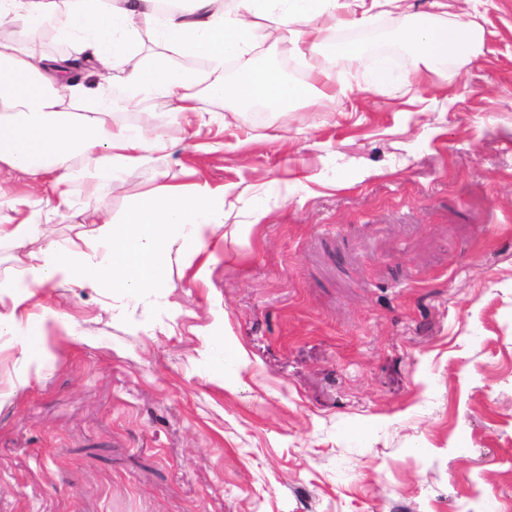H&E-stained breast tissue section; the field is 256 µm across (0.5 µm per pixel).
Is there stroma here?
Listing matches in <instances>:
<instances>
[{"mask_svg":"<svg viewBox=\"0 0 512 512\" xmlns=\"http://www.w3.org/2000/svg\"><path fill=\"white\" fill-rule=\"evenodd\" d=\"M484 10L443 78L388 49L364 91L326 52L316 111L196 136L163 98L113 111L174 143L113 218L159 171L225 188L224 224L167 287L46 289L78 337L42 369L0 337V512H512V0Z\"/></svg>","mask_w":512,"mask_h":512,"instance_id":"1","label":"stroma"}]
</instances>
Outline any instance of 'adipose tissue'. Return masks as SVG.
Returning <instances> with one entry per match:
<instances>
[{
    "label": "adipose tissue",
    "instance_id": "ef3b65f1",
    "mask_svg": "<svg viewBox=\"0 0 512 512\" xmlns=\"http://www.w3.org/2000/svg\"><path fill=\"white\" fill-rule=\"evenodd\" d=\"M158 3L0 0V247L13 249L19 266L17 277L0 282V336L22 337V354H30V337L44 335L47 326L69 327L49 306L27 315L40 289L60 284L133 296L165 287L171 253L192 264L224 222L223 189L205 181L167 183L158 173L122 220L112 219L106 201L123 174L168 147L159 132L114 123L116 106L164 97L175 116L202 128L229 124L242 106L283 112L319 105L323 86L336 82L334 72L320 70L313 81L301 82L251 63L268 20L292 52L327 51L348 60L369 87L387 80L386 63L338 39L340 29L368 26L386 12L411 14L397 37L409 51L412 83L468 60L484 34L476 10L449 23L448 0H431L429 11L416 14L410 0H176L164 13ZM39 26L75 45L84 77H73L75 61L45 56L30 42V30ZM145 37L158 53L141 55ZM199 56L203 67L180 64ZM230 59L246 63L239 80L225 74ZM206 100L230 110L205 113ZM75 182L95 208L74 197ZM40 204L81 215L75 238L40 244L33 221Z\"/></svg>",
    "mask_w": 512,
    "mask_h": 512
}]
</instances>
